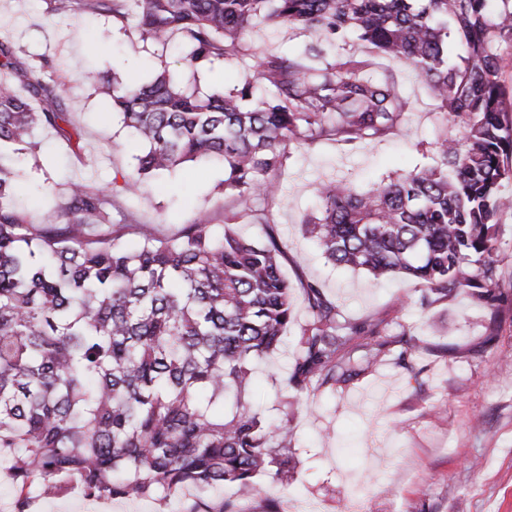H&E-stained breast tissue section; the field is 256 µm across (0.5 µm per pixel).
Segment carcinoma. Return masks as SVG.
<instances>
[{"label":"carcinoma","instance_id":"carcinoma-1","mask_svg":"<svg viewBox=\"0 0 512 512\" xmlns=\"http://www.w3.org/2000/svg\"><path fill=\"white\" fill-rule=\"evenodd\" d=\"M108 7L143 42L182 35L183 76L162 67L147 83H112V111L143 146L132 171L108 193L70 184L39 220L16 204V160L37 147V129L73 149L80 127L70 112L35 107L67 88L27 74L0 40V453L10 455L15 512H28L34 491L64 493V478L89 498L288 482V412L271 425L247 398L254 364L293 321L286 251L255 201L278 192L271 175L294 148L397 134L410 102L395 65L458 132L438 139L430 162L366 192L323 181L305 233L332 264L405 275L439 301L498 284L494 226L512 209L500 192L512 179V101L498 81L512 0H53L52 10ZM261 24L312 39L258 53L247 36ZM228 56L245 76L201 92L195 74ZM193 163L224 169V223L145 232L126 248L132 225L115 197ZM244 217L265 226L263 240L226 228ZM304 292L311 319L286 378L292 407L350 380L348 349L380 325L342 324L321 288Z\"/></svg>","mask_w":512,"mask_h":512}]
</instances>
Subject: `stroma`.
Instances as JSON below:
<instances>
[{
    "label": "stroma",
    "mask_w": 512,
    "mask_h": 512,
    "mask_svg": "<svg viewBox=\"0 0 512 512\" xmlns=\"http://www.w3.org/2000/svg\"><path fill=\"white\" fill-rule=\"evenodd\" d=\"M20 61L69 91L59 102L82 124L81 154H73L53 131H39L38 147L21 168L26 190L18 197L30 211L53 207L65 184L91 181L102 188L134 164L131 136L104 93L111 78L150 79L160 67L177 69L188 46L181 36L168 45L141 44L132 25L107 11L82 10L57 16L49 0H0V37ZM413 102L403 129L383 142L338 150L319 141L292 152L278 174V194L265 206L286 246L283 273L293 286L294 321L279 350L264 359L248 394L267 420L282 416L279 380L290 368L300 330L309 320L304 284H318L342 319L374 317L395 343L372 368H364L366 346L351 353L360 372L336 388L313 396L291 418L295 431L293 477L264 478L261 493L227 487L213 503L232 499L239 512H353L358 493L365 512H512V211L498 225L494 259L499 276L494 308L472 289L423 305L426 288L403 276L378 280L327 261L301 222L318 206L316 189L327 178L347 179L364 192L423 162L422 151L443 127L426 85L403 70ZM221 167H190L154 181L150 192L123 194L117 206L136 224L174 236L201 216L224 221L230 205L217 185ZM421 337L408 349L399 335ZM197 494L168 497L91 499L75 490L66 496L34 498L31 512H193Z\"/></svg>",
    "instance_id": "stroma-1"
}]
</instances>
